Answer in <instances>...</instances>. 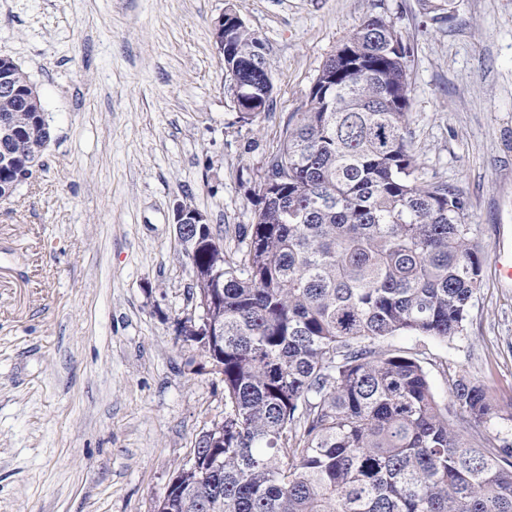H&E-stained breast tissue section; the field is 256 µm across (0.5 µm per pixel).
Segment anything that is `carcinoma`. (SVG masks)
Listing matches in <instances>:
<instances>
[{
	"mask_svg": "<svg viewBox=\"0 0 512 512\" xmlns=\"http://www.w3.org/2000/svg\"><path fill=\"white\" fill-rule=\"evenodd\" d=\"M224 68L248 95L243 118L270 110L257 73L263 44L224 20ZM20 96L36 91L9 58ZM407 49L391 22L367 16L343 40L284 122L234 258L210 225L183 249L197 297L224 267L218 342L179 323L224 380V420L198 469L179 470L154 512H512V448H481L461 425L498 416L484 385L458 375L448 418L422 353L387 336L463 335L482 283L477 225L463 193L424 177L411 151ZM0 128V196L38 162L50 132L21 102ZM22 143L25 158L5 154Z\"/></svg>",
	"mask_w": 512,
	"mask_h": 512,
	"instance_id": "obj_1",
	"label": "carcinoma"
}]
</instances>
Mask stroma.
Listing matches in <instances>:
<instances>
[{
  "mask_svg": "<svg viewBox=\"0 0 512 512\" xmlns=\"http://www.w3.org/2000/svg\"><path fill=\"white\" fill-rule=\"evenodd\" d=\"M234 10L263 43L269 114L245 122L212 36ZM408 47L411 152L462 190L483 286L467 332L422 350L440 402L463 375L502 409L470 442L512 444V0H0V56L35 83L43 166L0 201V512H153L224 418L199 345L173 208L203 212L225 251L320 67L367 15Z\"/></svg>",
  "mask_w": 512,
  "mask_h": 512,
  "instance_id": "stroma-1",
  "label": "stroma"
}]
</instances>
